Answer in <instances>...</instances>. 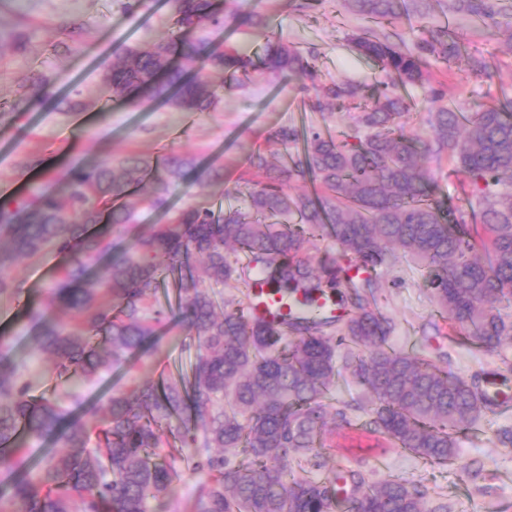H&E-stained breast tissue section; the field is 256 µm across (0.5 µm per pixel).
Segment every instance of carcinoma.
Segmentation results:
<instances>
[{
	"label": "carcinoma",
	"instance_id": "obj_1",
	"mask_svg": "<svg viewBox=\"0 0 512 512\" xmlns=\"http://www.w3.org/2000/svg\"><path fill=\"white\" fill-rule=\"evenodd\" d=\"M422 35L409 43L397 31L405 0H343L371 28L352 38L356 51L374 60L384 89L348 132L279 126L281 165L266 153L248 157L263 175L240 205L214 211L187 205L133 246L112 253V232L131 226L137 193L154 207L173 185L201 173L169 153L152 166L138 156L76 163L59 193L41 191L0 209V296L21 294L8 270L18 259L34 261L51 250L64 259L50 305L26 306L30 339L59 373L87 382L130 354L146 352L166 323L184 324L198 341L191 379L146 381L128 392L109 393L102 411L87 410L96 433L73 412L74 395H32V384L0 338V465L15 473L0 494V512H149L167 497L181 474L161 459L168 438L188 446L202 429L218 453L197 462L212 475L199 486L198 512H425L426 489L401 478L370 483L360 471L336 481L291 463L321 466L329 421L323 400L346 366L375 397L370 425L392 443L433 463L457 454L459 435L486 410L503 405L474 381L454 376L388 344L390 319L375 306L384 288L378 269L410 258L433 274L438 312L487 352L512 341V98L463 110L432 90V137L405 132L406 86L428 80L432 62L455 60L459 36L451 24H435L432 11L464 14L485 27H512V0H424ZM178 31L226 23L214 0H176ZM237 26L269 25L259 13L238 7ZM182 53L184 67L172 64ZM212 71L240 84L253 73L290 77L314 93L324 112L356 98L345 82L324 84L304 53L279 37L261 55L230 45L195 48L179 35L128 49L105 71L112 98L127 107L136 95L162 99L182 112H205L217 94ZM448 156L466 176L462 197L440 196L421 165ZM314 183L319 192L290 195L285 182ZM330 239L339 254L365 273L354 280L334 257L312 261L313 239ZM244 254L245 261L230 260ZM103 273L95 274L99 264ZM175 277L178 303L161 305L158 292ZM283 299L334 300L343 310L291 313L279 324L245 318L227 302L217 304L204 287H250L253 278ZM341 323L337 335L324 328ZM52 438L30 476L23 438Z\"/></svg>",
	"mask_w": 512,
	"mask_h": 512
}]
</instances>
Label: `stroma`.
<instances>
[{
  "mask_svg": "<svg viewBox=\"0 0 512 512\" xmlns=\"http://www.w3.org/2000/svg\"><path fill=\"white\" fill-rule=\"evenodd\" d=\"M341 2L314 0L312 7L300 10L295 0H239L244 10L268 15L269 28L235 27L227 32L210 26L192 30L190 38L196 45L220 44L228 38L258 54L268 37L280 36L315 53L323 80L359 85L369 97L380 90L384 75L376 62L351 49L349 35L367 22L344 10ZM75 24L82 28L80 37L65 42L64 29ZM453 24L462 37L464 58L452 65L435 62V83L444 84L449 98L465 108L512 97V54L502 49L503 33L475 27L466 18ZM175 29L173 0H0V201L60 191L65 171L77 162L129 153L156 159L171 152L194 159L202 168L223 167L224 181L200 179L175 186L169 209L241 203L249 154L269 150V131L294 124L293 109L306 105L307 97L296 82L257 75L243 86L224 90L214 109L197 114L150 97L132 110L113 101L102 82L105 66L126 47L170 36ZM470 56L484 57L487 72H471L466 63ZM43 80L51 92L35 97L33 86ZM60 98L74 102V109H58ZM61 261L50 252L39 261L13 266L10 274L23 282L29 296L45 303ZM382 275L387 288L379 305L393 323L388 342L395 350L466 379L490 378L512 362V343L486 354L449 327L433 304L427 269L401 262L384 268ZM1 332L13 336L11 355L32 381L35 395L50 397L66 390L53 364L31 344L20 304L3 297ZM196 355L194 333L171 325L159 331L149 354L127 356L96 382L76 387L75 393L79 403L101 408L109 392L157 380L170 370L189 373ZM345 402L351 405L348 422L327 435L320 476L331 478L342 469L362 471L371 481L402 478L426 488L427 512L441 503L448 512H512V444L502 441L503 432H512V408L481 416L462 435L455 461L429 464L370 430L375 399L348 371L327 400V413L335 414ZM211 453L201 431L191 446L172 442L167 461L184 477L169 497L151 503L150 512H197L199 479L187 471Z\"/></svg>",
  "mask_w": 512,
  "mask_h": 512,
  "instance_id": "35a3bbf8",
  "label": "stroma"
}]
</instances>
